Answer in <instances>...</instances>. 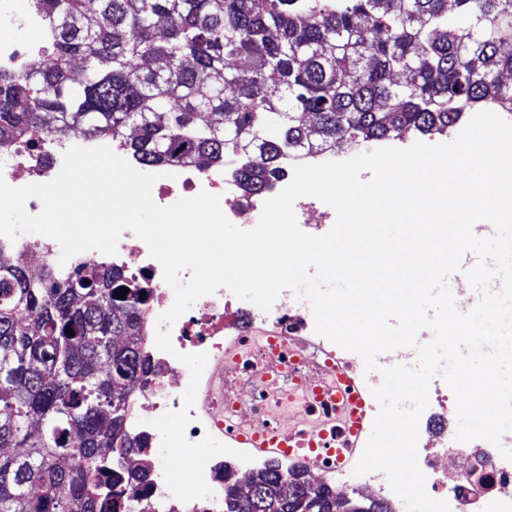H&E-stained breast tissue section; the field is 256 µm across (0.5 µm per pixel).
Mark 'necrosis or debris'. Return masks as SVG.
Masks as SVG:
<instances>
[{
    "label": "necrosis or debris",
    "instance_id": "obj_1",
    "mask_svg": "<svg viewBox=\"0 0 512 512\" xmlns=\"http://www.w3.org/2000/svg\"><path fill=\"white\" fill-rule=\"evenodd\" d=\"M47 28L44 17L34 13L27 0H0V70L26 73L42 55L41 42ZM71 138L59 139L38 133L32 139L0 147V177L14 188L52 180L60 171L57 164L64 151L74 146ZM227 166L215 163L205 168L181 167L175 179L154 185L152 197L168 206L200 191L219 195L220 206L235 224L253 225L261 216L265 200L280 194L287 180L276 182L250 204L238 203L240 187L226 175ZM75 262H88L119 272L123 282L145 288L144 308L150 324L174 302V292L164 280L162 265L151 257L145 242L131 231L121 235L113 256L95 250L75 255ZM173 353L151 348L155 366L148 379L135 387L136 411L127 420L131 438L146 440L154 455L149 462L153 475L147 490L130 496L132 512H224V470L239 473L265 465L263 455L245 463L238 459L243 440L258 430L282 426L299 431L335 419L326 403L312 401L304 407L290 400L291 392L314 393L336 382L344 372L365 402V424L361 441H368V429L380 410L365 366L350 352L315 330L310 311L283 290L272 310L244 308L229 289L198 299L170 327ZM206 354L196 401L186 406L183 393L190 371L181 362L184 354ZM428 397L433 401L429 422L418 425L422 442L425 490L436 500L443 488H453L456 512H512V461L478 449H459L455 438L456 399L448 384L431 380ZM187 411L188 442L213 436L230 447L205 466L204 477L212 496L188 502L168 491L160 448V434L151 421L167 412Z\"/></svg>",
    "mask_w": 512,
    "mask_h": 512
}]
</instances>
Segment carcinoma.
Instances as JSON below:
<instances>
[{
    "mask_svg": "<svg viewBox=\"0 0 512 512\" xmlns=\"http://www.w3.org/2000/svg\"><path fill=\"white\" fill-rule=\"evenodd\" d=\"M36 0L49 24L39 68L0 71V144L80 129L148 167L226 158L244 196L285 176L281 159L399 128L445 133L468 110H512V0ZM166 61L158 71L136 59ZM78 264L28 277L0 252V512H128L145 488L125 460L130 385L151 370L143 289ZM73 334H68L67 329ZM224 512H341L302 468L273 461Z\"/></svg>",
    "mask_w": 512,
    "mask_h": 512,
    "instance_id": "cac0c4a2",
    "label": "carcinoma"
}]
</instances>
